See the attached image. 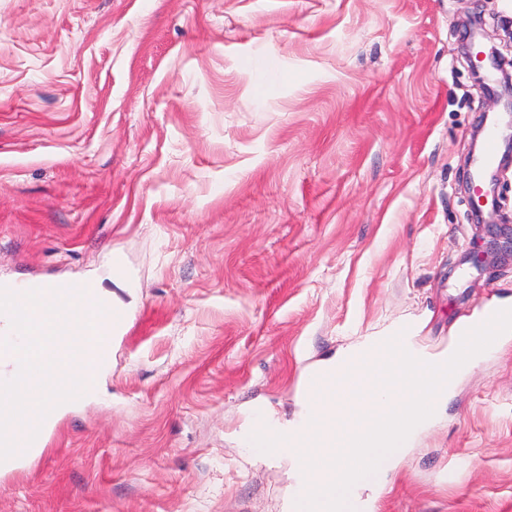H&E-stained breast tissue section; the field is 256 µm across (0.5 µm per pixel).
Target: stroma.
Masks as SVG:
<instances>
[{"label": "stroma", "mask_w": 512, "mask_h": 512, "mask_svg": "<svg viewBox=\"0 0 512 512\" xmlns=\"http://www.w3.org/2000/svg\"><path fill=\"white\" fill-rule=\"evenodd\" d=\"M512 0H0V285L137 276L105 392L0 468V512H282L251 464L328 351L429 353L512 306V154L477 223L467 160L503 99ZM379 512H512V334L448 391Z\"/></svg>", "instance_id": "obj_1"}]
</instances>
